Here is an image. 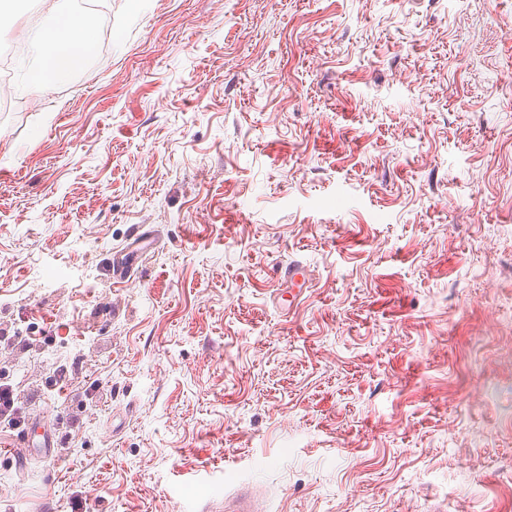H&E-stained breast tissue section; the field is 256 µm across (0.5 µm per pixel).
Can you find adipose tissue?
Returning a JSON list of instances; mask_svg holds the SVG:
<instances>
[{
  "mask_svg": "<svg viewBox=\"0 0 512 512\" xmlns=\"http://www.w3.org/2000/svg\"><path fill=\"white\" fill-rule=\"evenodd\" d=\"M55 38L47 40L38 35L42 44L39 63L33 71L35 83H43L47 78H64L67 71L65 62L80 60L92 55L96 49L95 32L84 18L64 11L55 14Z\"/></svg>",
  "mask_w": 512,
  "mask_h": 512,
  "instance_id": "obj_1",
  "label": "adipose tissue"
}]
</instances>
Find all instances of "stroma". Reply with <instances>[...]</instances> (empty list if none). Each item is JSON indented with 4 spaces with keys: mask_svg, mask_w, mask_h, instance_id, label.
Segmentation results:
<instances>
[{
    "mask_svg": "<svg viewBox=\"0 0 512 512\" xmlns=\"http://www.w3.org/2000/svg\"><path fill=\"white\" fill-rule=\"evenodd\" d=\"M101 2L0 0L98 40L0 83V512H512V0ZM55 39L47 43L46 35L34 39L42 45L39 63L32 70L33 81L43 83L47 78L63 79L67 70L62 63L86 58L96 49L95 32L84 18L64 11L55 12ZM150 243L148 239H142L137 243V249H127L116 255L112 265L113 278H115L116 282L121 283L128 278ZM281 283H288V311L293 309L300 298L305 293V288H308L309 277L307 268L299 263H289L287 267L280 268L277 273ZM24 423V416L15 406L14 393L8 384L0 385V425L15 430Z\"/></svg>",
    "mask_w": 512,
    "mask_h": 512,
    "instance_id": "obj_1",
    "label": "stroma"
}]
</instances>
